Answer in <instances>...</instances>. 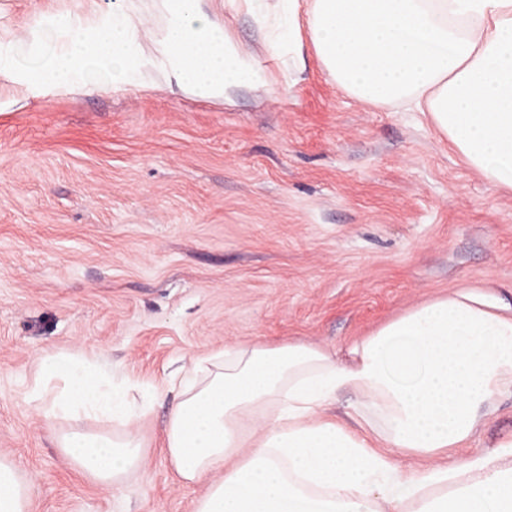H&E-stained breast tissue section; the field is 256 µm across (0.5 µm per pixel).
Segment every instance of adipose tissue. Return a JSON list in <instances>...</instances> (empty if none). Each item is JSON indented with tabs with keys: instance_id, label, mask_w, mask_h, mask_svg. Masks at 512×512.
I'll use <instances>...</instances> for the list:
<instances>
[{
	"instance_id": "1",
	"label": "adipose tissue",
	"mask_w": 512,
	"mask_h": 512,
	"mask_svg": "<svg viewBox=\"0 0 512 512\" xmlns=\"http://www.w3.org/2000/svg\"><path fill=\"white\" fill-rule=\"evenodd\" d=\"M278 40L312 48L327 75L375 106L429 113L493 185L512 189V0H282ZM30 399L46 424L109 417L120 432L60 437L112 489L141 468L128 392L96 366L46 355ZM512 392V306L462 289L417 306L340 353L238 344L198 357L162 434L193 512H512V438L437 464ZM353 394L350 420L328 412ZM425 459L401 468L389 451ZM31 485L0 456V512H28Z\"/></svg>"
}]
</instances>
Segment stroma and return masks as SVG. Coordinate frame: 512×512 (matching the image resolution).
Instances as JSON below:
<instances>
[{
  "label": "stroma",
  "instance_id": "1",
  "mask_svg": "<svg viewBox=\"0 0 512 512\" xmlns=\"http://www.w3.org/2000/svg\"><path fill=\"white\" fill-rule=\"evenodd\" d=\"M114 0H0V50ZM261 83L223 99L141 83L32 90L0 78V454L30 480V512H193L159 440L193 358L241 343L336 350L462 288L512 303V190L492 186L425 112L348 95L260 16L280 0H205ZM95 361L152 401L144 468L122 492L79 471L26 397L45 353ZM512 437L503 395L455 456Z\"/></svg>",
  "mask_w": 512,
  "mask_h": 512
}]
</instances>
